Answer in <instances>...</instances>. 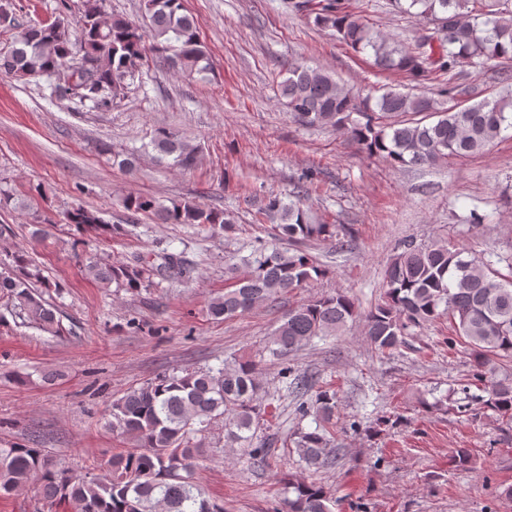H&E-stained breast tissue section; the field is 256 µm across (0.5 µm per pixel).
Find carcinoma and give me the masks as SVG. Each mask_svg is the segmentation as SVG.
<instances>
[{"label": "carcinoma", "instance_id": "obj_1", "mask_svg": "<svg viewBox=\"0 0 512 512\" xmlns=\"http://www.w3.org/2000/svg\"><path fill=\"white\" fill-rule=\"evenodd\" d=\"M425 20L409 46L376 31L368 16L357 14L345 0H293V11L332 29L336 39L359 55L373 58L382 70L401 72L421 82L432 75L446 78L441 96L409 95L387 89L378 97L359 98L329 73L305 60L288 64V77L279 95L295 121L306 126L329 125L345 130L370 156L404 167H429L449 159L482 152L502 134L512 131V92L463 106L468 93L465 79L471 68L493 61L512 63V0H394ZM144 20L152 44L145 43L143 27L120 16H108L106 0H83L80 36L71 39L69 25L61 19L28 26L12 45L0 51L4 73L21 80L47 78L51 94L91 103L111 105L125 94L126 79L135 75L146 54L169 61L189 76L206 78L210 62L194 17L183 0H144ZM78 73L69 83L61 75ZM159 159L188 170L198 162L197 150L176 133L161 128L151 136ZM132 214H151L162 224H192L202 229L227 231L224 211L192 200L164 206L150 195L122 199ZM264 211L280 215L282 223L270 227L271 238L302 242L334 241V224L317 223L294 202L277 194L267 198ZM66 220L81 234L116 237L128 233L126 224H108L98 213L81 207ZM11 263L0 271V307L24 325L54 336L62 332L54 308L35 292L42 282L40 269L24 252L10 254ZM86 273L105 288L137 291L153 278L178 279L186 275L183 253L163 250L154 257L112 261L89 252L83 255ZM229 284L212 298L209 315L230 319L243 315L273 297L303 288L323 276V270L302 249L281 251L261 243L243 260V267L227 268ZM499 272L463 247L450 242L403 243L385 271L381 303L363 318L367 345L378 352L393 351L405 336L443 316L452 324L448 347L464 345L474 380L487 398L482 409L512 422V381L496 380V360L512 358V280H498ZM358 317L355 301L345 295L314 297L285 311L271 333V343L284 355L316 338L333 336ZM256 364L239 357L221 367L162 374L112 402L111 430L129 438L132 447L108 461L109 476H78L30 445L0 447V497L11 496L33 484L48 507L64 504L70 512H224L194 480L202 434L224 421L230 445L248 449L250 464L270 466L265 443L253 445L262 417L271 403L260 398ZM336 409V392L317 391L300 408L312 416L311 432L294 433L295 452L309 468H320L338 458L336 438L326 423ZM457 470L471 464L467 448H457L449 458ZM287 496L280 512H333L335 500L314 481L284 479Z\"/></svg>", "mask_w": 512, "mask_h": 512}]
</instances>
